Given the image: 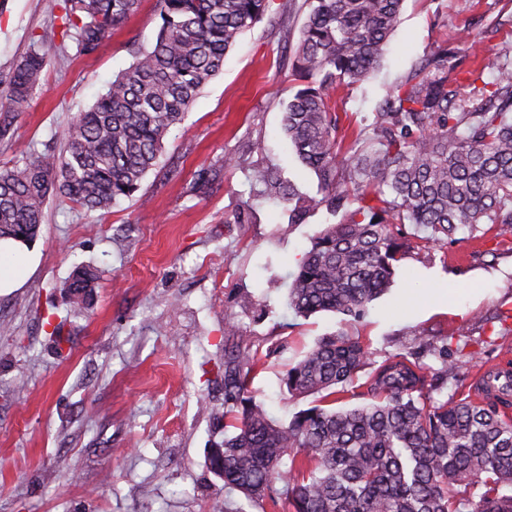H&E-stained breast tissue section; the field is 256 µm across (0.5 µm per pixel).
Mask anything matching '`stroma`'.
<instances>
[{
	"label": "stroma",
	"instance_id": "stroma-1",
	"mask_svg": "<svg viewBox=\"0 0 512 512\" xmlns=\"http://www.w3.org/2000/svg\"><path fill=\"white\" fill-rule=\"evenodd\" d=\"M242 34L173 128L156 169L107 211L49 198L29 248L36 269L0 294V512H288L286 502L225 495L205 465L224 435V350L235 323L260 364L252 389L271 417L289 421L310 398L282 376L322 337L344 331L371 352L366 381L386 359L414 352L438 372V350L461 362L442 394L470 395L481 373L512 360V228L478 224L442 250H412L391 288L355 320L295 316L288 288L304 252L334 218L319 208L292 224L258 197L252 170L275 165L303 192L318 180L292 152L283 111L297 88L288 57L306 18ZM158 0L137 10L90 56L62 44L42 0H0V110L7 79L31 49H51L25 112L0 138V167L60 150L63 133L136 52L150 49ZM468 33L492 81L512 47V0H405L401 21L369 80L342 91L344 124L374 112L387 90L440 47ZM253 203L257 220L236 214ZM95 267L91 304L74 309L63 285ZM60 326L63 343L50 336ZM429 350H420L419 335Z\"/></svg>",
	"mask_w": 512,
	"mask_h": 512
}]
</instances>
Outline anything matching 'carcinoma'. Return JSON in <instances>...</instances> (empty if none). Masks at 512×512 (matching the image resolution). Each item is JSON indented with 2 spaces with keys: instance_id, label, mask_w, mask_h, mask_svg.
<instances>
[{
  "instance_id": "1",
  "label": "carcinoma",
  "mask_w": 512,
  "mask_h": 512,
  "mask_svg": "<svg viewBox=\"0 0 512 512\" xmlns=\"http://www.w3.org/2000/svg\"><path fill=\"white\" fill-rule=\"evenodd\" d=\"M272 0H159L154 46L135 56L96 102L68 127L59 152L32 154L0 169V240L29 243L51 194L87 211L132 196L157 167L171 128L223 71L246 30L280 18ZM404 0H304L308 14L292 53L301 82L285 106L284 130L297 159L318 178V195L300 191L269 166L255 170L261 192L279 200L288 223L324 207L345 210L298 264L288 304L308 318L362 317L390 287L408 245L396 224L431 229L427 248L454 241L474 224L512 226V52L493 81L460 92L469 36L439 48L390 88L371 119L339 132L336 91L366 81L397 28ZM139 0H47L62 6V40L97 52ZM50 61L34 50L12 69L10 112L25 111ZM96 271L78 266L65 288L86 303ZM370 352L343 334L321 338L282 378L288 391L319 396L286 424L252 392L258 358L238 345L224 358L223 488L248 501L285 500L292 512H512V384L496 401L440 400L412 355L381 364L367 383L372 402L336 409L353 391ZM289 455L291 465L281 468Z\"/></svg>"
}]
</instances>
